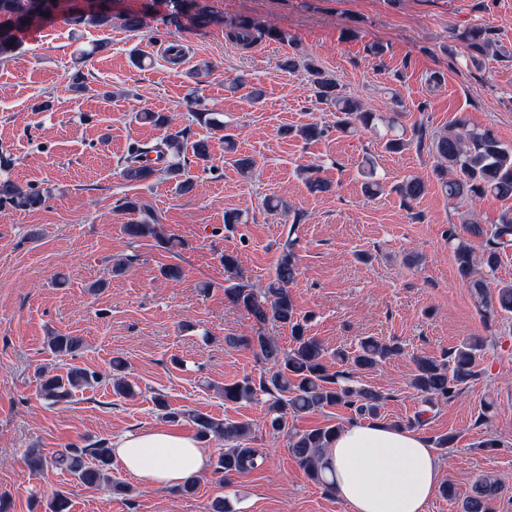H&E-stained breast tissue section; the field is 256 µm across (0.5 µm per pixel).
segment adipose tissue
Here are the masks:
<instances>
[{
  "label": "adipose tissue",
  "mask_w": 512,
  "mask_h": 512,
  "mask_svg": "<svg viewBox=\"0 0 512 512\" xmlns=\"http://www.w3.org/2000/svg\"><path fill=\"white\" fill-rule=\"evenodd\" d=\"M112 456L146 487L184 484L205 472L208 457L190 435L163 427L112 442ZM319 464L348 512H428L444 465L419 430L376 420L340 427Z\"/></svg>",
  "instance_id": "ef3b65f1"
}]
</instances>
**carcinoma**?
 Segmentation results:
<instances>
[{"label":"carcinoma","instance_id":"1","mask_svg":"<svg viewBox=\"0 0 512 512\" xmlns=\"http://www.w3.org/2000/svg\"><path fill=\"white\" fill-rule=\"evenodd\" d=\"M171 10L163 24L177 29L190 23L203 27L210 17L196 9L194 0H169ZM57 3L53 0H0V58L7 57L17 47L16 32L54 14ZM69 25L106 26L117 20L123 28L138 32L145 20L138 14L112 15L108 0H88V6L61 15ZM278 37L273 28H263L248 20H242L228 33L229 40L248 48L264 37ZM458 39L468 48L484 53L491 46L489 32L484 28H467ZM313 77V84L321 101L336 109V126L346 129L359 124L371 126L378 116L352 97L340 94L336 79L314 63L306 64ZM185 130L169 134L165 139L149 143H133L123 158L122 175L128 181H146L156 174L175 181L181 191L191 187L184 178L186 161L181 159V147ZM418 145L425 146L437 159L435 175L448 198L460 203L472 202L487 195L512 200V146L504 144L490 128L469 126L463 118L448 128L428 133L423 127L416 130ZM425 181L417 176L407 177L398 191L407 202L419 200L426 192ZM40 191L24 190L17 184L0 181V202H12L20 207L34 209L45 202ZM125 207L143 213L140 221L123 225L124 233L132 238H155L169 245L171 239L162 233L158 215L136 201L125 202ZM461 236L456 227L448 228V240L453 244L458 275L463 285L476 299L479 313L486 321L498 316L512 315V283H505L496 294L487 291L486 277L498 266L501 251L512 244V208L501 212L496 222L479 224L462 213ZM479 239L482 250L477 252L470 239ZM224 270L230 274L224 295L234 305L240 306L252 317L256 329L249 336H236L232 342L256 352L268 368L255 381L246 375L224 385V403L257 400L268 397L269 419L266 426L274 433L288 435V451L297 460L306 475L326 491H333L319 466V451L336 435L338 426L329 425L302 432H292L288 418L298 412L322 411L328 407L344 406L369 419L381 417L386 396L355 383L356 374L369 370L380 362L403 353L396 344L380 342L374 338L362 340L352 353H336L337 368L328 361L327 350L322 342L306 334L304 321L288 285L298 275V257L293 245L282 250L273 278L267 287L257 291L241 282L239 260L233 253L223 257ZM279 325L289 328L291 347L285 349L268 335L264 327ZM51 352L76 359L84 348L79 336L55 333L48 340ZM484 347V338L473 336L457 347L448 360H438L425 355L413 356L415 374L411 387L430 406L454 399L476 374L475 367ZM116 374L112 378L113 391L121 396L133 394L132 385L119 374L122 365L113 363ZM100 375L84 367L70 365L63 375H44L41 392L44 398L57 404L67 402L73 392L99 383ZM158 415L169 422L185 420L196 426L198 438L207 441L218 438L224 441V452L213 463V473L219 480L228 482L234 476L262 467L267 459L263 449L254 445L252 424L215 418L198 410L174 411L160 393L153 397ZM28 465L34 470L54 467L69 471L80 483L88 486H105L113 491L125 489V485L112 477V447L105 440H98L84 448H67L46 458L34 452H26ZM500 487L488 477L478 478L471 491L460 503L459 512H494V502Z\"/></svg>","mask_w":512,"mask_h":512}]
</instances>
